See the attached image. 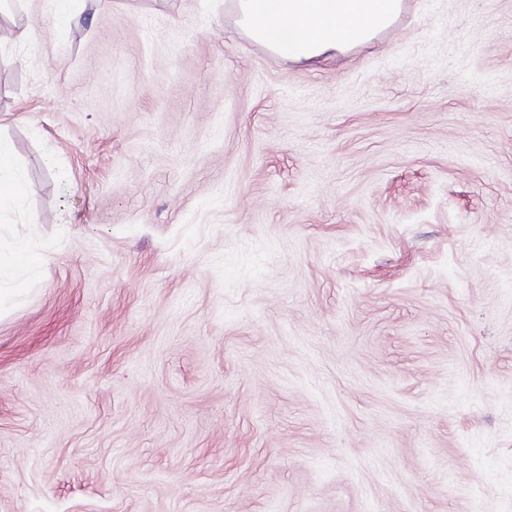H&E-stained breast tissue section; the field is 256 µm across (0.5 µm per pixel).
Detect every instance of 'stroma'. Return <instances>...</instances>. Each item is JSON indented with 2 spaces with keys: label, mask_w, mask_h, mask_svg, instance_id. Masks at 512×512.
<instances>
[{
  "label": "stroma",
  "mask_w": 512,
  "mask_h": 512,
  "mask_svg": "<svg viewBox=\"0 0 512 512\" xmlns=\"http://www.w3.org/2000/svg\"><path fill=\"white\" fill-rule=\"evenodd\" d=\"M0 512H512V0L313 63L231 0H0ZM11 154L10 143L0 138V197L5 188H15L20 179L19 172L10 162ZM29 271V263L19 261L15 255L0 251V286L4 279L9 281L24 280Z\"/></svg>",
  "instance_id": "35a3bbf8"
}]
</instances>
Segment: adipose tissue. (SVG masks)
I'll return each mask as SVG.
<instances>
[{
    "label": "adipose tissue",
    "instance_id": "adipose-tissue-1",
    "mask_svg": "<svg viewBox=\"0 0 512 512\" xmlns=\"http://www.w3.org/2000/svg\"><path fill=\"white\" fill-rule=\"evenodd\" d=\"M238 26L295 61H312L371 41L390 27L401 0H237Z\"/></svg>",
    "mask_w": 512,
    "mask_h": 512
}]
</instances>
